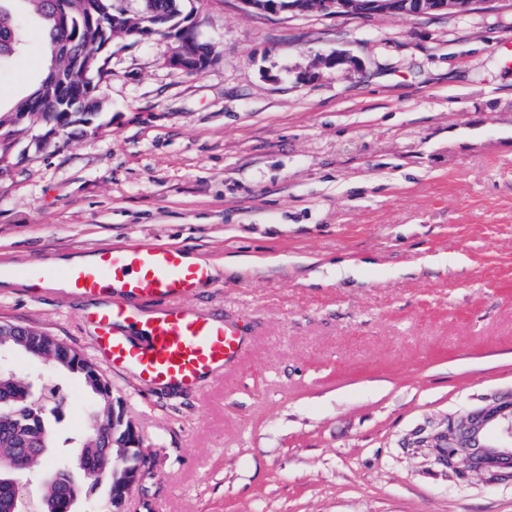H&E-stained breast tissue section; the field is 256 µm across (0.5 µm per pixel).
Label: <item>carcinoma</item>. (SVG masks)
Segmentation results:
<instances>
[{
  "mask_svg": "<svg viewBox=\"0 0 512 512\" xmlns=\"http://www.w3.org/2000/svg\"><path fill=\"white\" fill-rule=\"evenodd\" d=\"M56 2L67 10L74 22L73 47L81 54L97 56L83 98L65 102L56 99L57 120L69 126V112L83 108L92 117L97 107L92 80L107 75V59L102 57L103 38L97 30L83 27L82 19L90 14L104 19L105 26L112 28L111 18H120L123 27L118 36L136 37V29L144 24L141 11L130 12L117 4V0H0V35L11 37L0 43V58L17 52L23 33L24 19L32 12L42 18L48 30V56H54V10L50 2ZM0 333L18 343V351L33 358H68L64 370L78 376L93 402L87 427L76 443L83 449L82 465L88 472L101 470L107 478L100 481L89 477L77 488V495L86 498L105 489L100 498V512H115L118 500L112 496V483L120 484L128 468H145L143 458L132 456L119 462L112 454V439H121L124 431L112 429V416L116 412L111 385L103 378L97 366L77 348L35 327H24L0 322ZM28 385L11 373H0V400L9 401L13 413L0 415V512H55L60 490L54 484L38 478L44 472L47 450L52 437L51 422L33 414L27 398Z\"/></svg>",
  "mask_w": 512,
  "mask_h": 512,
  "instance_id": "obj_1",
  "label": "carcinoma"
}]
</instances>
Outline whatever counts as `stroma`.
<instances>
[{"instance_id":"1","label":"stroma","mask_w":512,"mask_h":512,"mask_svg":"<svg viewBox=\"0 0 512 512\" xmlns=\"http://www.w3.org/2000/svg\"><path fill=\"white\" fill-rule=\"evenodd\" d=\"M214 54L116 38L102 112L48 134L17 114L0 162V259L131 241L223 264L188 308L244 331L203 390L107 374L154 460L124 512H512V484L448 477L402 442L512 392V0L466 15H261L184 0ZM339 52L347 65L328 68ZM44 33L0 65V107L46 74ZM100 299L0 286V322L89 351ZM50 456L86 427L82 381Z\"/></svg>"}]
</instances>
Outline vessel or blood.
Segmentation results:
<instances>
[{
    "mask_svg": "<svg viewBox=\"0 0 512 512\" xmlns=\"http://www.w3.org/2000/svg\"><path fill=\"white\" fill-rule=\"evenodd\" d=\"M96 256L94 265L64 270L45 257L12 274L62 279L77 296L109 295L90 315L92 348L111 371L133 370L143 388L193 390L240 357L239 327L182 304L210 280L208 263L186 262L183 250L166 244L100 248Z\"/></svg>",
    "mask_w": 512,
    "mask_h": 512,
    "instance_id": "1",
    "label": "vessel or blood"
}]
</instances>
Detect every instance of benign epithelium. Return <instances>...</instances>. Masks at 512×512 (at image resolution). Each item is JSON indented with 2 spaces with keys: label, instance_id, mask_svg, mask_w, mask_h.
<instances>
[{
  "label": "benign epithelium",
  "instance_id": "7a95c632",
  "mask_svg": "<svg viewBox=\"0 0 512 512\" xmlns=\"http://www.w3.org/2000/svg\"><path fill=\"white\" fill-rule=\"evenodd\" d=\"M244 9L263 15L293 16L316 13L327 18H367L375 14L391 16H421L431 12L468 14L478 11L493 0H238ZM151 24L137 32L142 40L156 36L171 39L175 47L167 57V64L189 75L206 71L214 56H202L199 50L196 25L192 14L181 17V32L170 34L171 17L149 8ZM56 20V51L72 55L70 46L71 21L59 11ZM404 447L415 451L427 450L435 461L448 469V474L461 479L464 468L485 475V482L493 487L505 481L512 482V393L494 397L482 407L467 413L463 430L455 422L434 424L418 429ZM75 479L74 470L56 467L49 480L60 488L69 487Z\"/></svg>",
  "mask_w": 512,
  "mask_h": 512
}]
</instances>
